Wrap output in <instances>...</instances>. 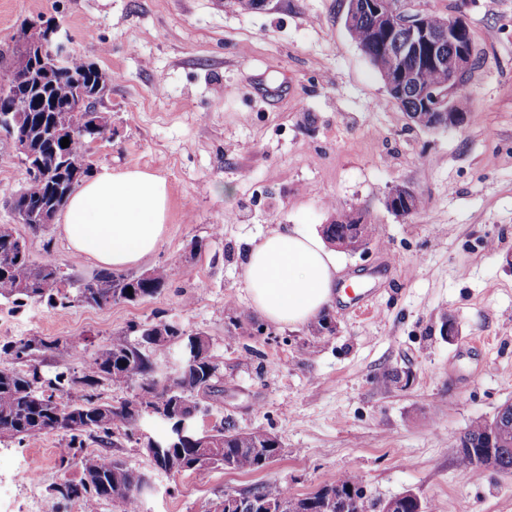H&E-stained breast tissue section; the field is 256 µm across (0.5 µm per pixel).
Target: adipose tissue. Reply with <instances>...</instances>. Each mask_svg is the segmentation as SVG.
<instances>
[{"label": "adipose tissue", "instance_id": "adipose-tissue-1", "mask_svg": "<svg viewBox=\"0 0 512 512\" xmlns=\"http://www.w3.org/2000/svg\"><path fill=\"white\" fill-rule=\"evenodd\" d=\"M167 214L164 179L139 169H105L73 193L57 232L75 256L122 269L157 251ZM339 271L322 239L296 224L271 231L252 247L244 280L259 314L278 325L299 326L330 307Z\"/></svg>", "mask_w": 512, "mask_h": 512}]
</instances>
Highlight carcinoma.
<instances>
[{
	"label": "carcinoma",
	"mask_w": 512,
	"mask_h": 512,
	"mask_svg": "<svg viewBox=\"0 0 512 512\" xmlns=\"http://www.w3.org/2000/svg\"><path fill=\"white\" fill-rule=\"evenodd\" d=\"M375 20L363 13L348 28L374 67L388 63L381 45L373 37ZM101 73L83 55L75 53L67 66L55 72L39 90V106L46 111L52 124L62 130L79 129L88 110L76 108L71 102L81 96V91L96 85ZM19 129L32 137L39 147L38 160L42 166L27 168L28 178L13 200L16 215L28 217L46 206L58 213L85 178L93 172L88 161L85 138L77 133L64 148L57 143L51 147L41 140V124L30 119V113L20 112ZM64 152L69 165L57 171L54 151ZM339 221L324 229L328 238H341L359 230L361 236L371 241L377 233L372 218L358 226L347 221V212L338 211ZM153 277L144 282L136 275L101 273L83 282L73 296L64 292L71 286L69 276L60 267L45 262L36 265L27 255L19 253L16 232L11 224H0V297L22 304L26 301L58 304L65 308L73 302L91 307H102L112 302H134L152 298L169 284V271L164 266L152 269ZM56 287H46L47 280ZM132 291H127V288ZM164 330L166 341L152 339V333ZM130 331L138 334L134 340L122 334L112 337L108 344L95 351L83 363L79 378L66 373L55 381L45 383L37 367L26 370L16 368L24 359L36 353H45L58 346L41 336H26L0 346V443L22 442L42 434L63 431L69 434L73 456L81 469L77 481H68L56 488V493L67 503H79L84 512H97L100 503L107 502L113 512H137L141 499L150 491L148 473L131 467L125 460L112 453L83 449L85 436H95L102 442L119 434L132 435L142 420L138 409H146L155 401L168 397L176 401L177 408L187 414L184 427L167 423V429L155 441L160 448L150 457L158 469L173 472H192L199 476L222 467L226 470L255 472L278 456L275 437L268 431L256 428L247 431L215 425L204 434L197 431L194 418L189 413L200 412L201 398L216 391L220 362L211 348L200 363L182 359V372L177 377L160 369L153 354L168 346L202 348L204 337L185 335L176 327L157 321L143 326L132 325ZM105 383L114 390H125L138 384L139 392L132 399L118 404L100 403L94 390ZM485 421L472 422L458 438V467L466 472L478 471L480 450L488 447L484 433ZM217 443V452L206 447ZM495 464L503 474H512V443L495 449ZM242 512H260L261 504L288 501V512H319L320 491L306 496L294 495L288 485L268 481L242 492ZM347 512H377L379 502L361 494L348 497Z\"/></svg>",
	"instance_id": "obj_1"
}]
</instances>
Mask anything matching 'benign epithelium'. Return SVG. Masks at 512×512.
<instances>
[{
    "mask_svg": "<svg viewBox=\"0 0 512 512\" xmlns=\"http://www.w3.org/2000/svg\"><path fill=\"white\" fill-rule=\"evenodd\" d=\"M373 13L379 30L386 36L397 32L407 34L403 51L417 59L434 65L442 74L440 83L427 86L419 81L418 72L407 70L393 62L380 69L386 89L395 97L403 96L407 86L413 87L421 100V109L408 113L413 124L428 129L462 127L469 119V112L457 97L465 74L475 63V50L465 21L460 17L444 16L438 24L433 23V12L417 8L413 0H348L347 23L360 13ZM58 28L29 25L11 49V65L5 74L6 82L15 88L14 101L0 110L7 113L18 111L34 95L26 75L38 69L43 79L65 64L72 53L67 46L57 41ZM110 125L109 117L101 112L87 116V124L81 134H91L95 142ZM13 147L24 162L35 158L30 139L25 135L11 137ZM419 193L409 186L392 189L385 198L386 208L400 216L415 213L414 204Z\"/></svg>",
    "mask_w": 512,
    "mask_h": 512,
    "instance_id": "benign-epithelium-1",
    "label": "benign epithelium"
}]
</instances>
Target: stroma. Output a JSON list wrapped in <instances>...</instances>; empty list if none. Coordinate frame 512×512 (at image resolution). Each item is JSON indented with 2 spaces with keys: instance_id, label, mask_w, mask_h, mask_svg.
<instances>
[{
  "instance_id": "1",
  "label": "stroma",
  "mask_w": 512,
  "mask_h": 512,
  "mask_svg": "<svg viewBox=\"0 0 512 512\" xmlns=\"http://www.w3.org/2000/svg\"><path fill=\"white\" fill-rule=\"evenodd\" d=\"M469 25L478 63L459 91L469 119L414 126L349 35L346 0H0V49L44 17L96 63L109 90L97 102L111 129L90 148L94 170L140 169L165 179L168 218L146 266H167L159 295L61 310L0 298V344L37 335L58 349L35 363L79 374L90 354L130 326L163 320L206 334L220 359L218 391L200 429L222 420L278 437L257 472L205 477L152 471L141 512H206L227 491L277 480L297 495L342 474L369 498L415 493L426 512H512V475L467 473L457 437L512 403V0H421ZM26 168L0 132V224L14 225L30 261L74 279L99 265L75 258L55 227L17 223ZM408 185L414 215L385 206ZM378 226L367 249L337 250L336 331L278 326L252 307L242 263L252 241L288 224L322 233L338 207ZM453 319L455 338L441 333ZM400 381H392L393 373ZM162 430L146 417L112 451L152 470L143 451ZM69 438L51 432L0 444V512H76L56 486L79 480Z\"/></svg>"
}]
</instances>
